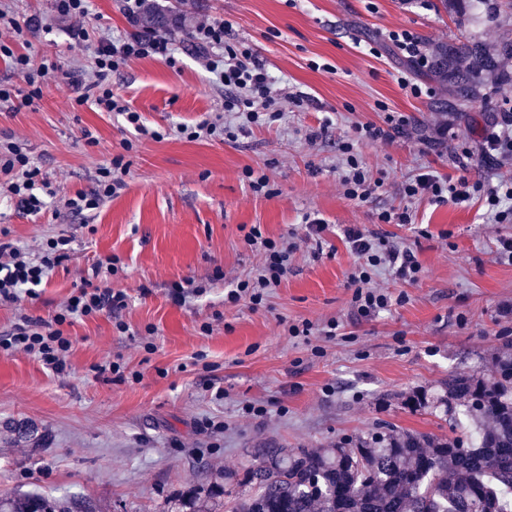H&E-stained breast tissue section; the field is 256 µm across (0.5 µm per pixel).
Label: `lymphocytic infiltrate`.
<instances>
[{
    "mask_svg": "<svg viewBox=\"0 0 512 512\" xmlns=\"http://www.w3.org/2000/svg\"><path fill=\"white\" fill-rule=\"evenodd\" d=\"M0 28L10 31L11 41L0 40V57L10 64L22 81L21 86L0 83V108L16 109L33 105L43 96L45 85L64 77L58 60L50 55L35 56L25 52L28 31L15 17L9 5L0 4ZM193 48L202 50L205 68L224 85L223 112L212 119H203L193 126L180 125L176 136L198 141L222 138L236 141L252 133L253 129L275 124L283 117L281 99L276 95L275 82L268 71L259 65L249 46L229 44L224 39V24L220 21L199 23L188 36ZM180 40L165 36L125 33L114 36L99 35L92 43L91 66L74 78L80 93L76 105L94 106L101 112H116L135 132L146 131L140 112L132 110L110 85L113 72L124 68L131 60L158 59L169 67L179 63ZM384 114L382 123H355L353 134L342 142L340 150L346 157V171L341 178L346 198L367 201L384 185L383 176L373 174L355 152L363 141L389 140L404 134L408 120L401 113L379 104ZM136 149L132 141L121 144L119 153L99 164L95 187L90 192L59 195L56 187L35 165L23 144L15 138L0 139V194L17 199L27 214L42 211L46 199H60L64 209L80 215L98 209L106 200L125 188V177L130 171V155ZM487 160L512 161V113H501L499 119L482 135L478 149L463 148L454 154L452 162L458 177H446L427 170L405 181L400 189L402 207L386 210L378 215L383 224H409L413 221L411 203L428 199L437 205L462 204L473 197L482 198L487 213L496 224H512V179L473 181L467 176L474 153ZM326 226L322 219L307 220L301 227L298 242L266 236L260 225L245 231L243 241L249 248L261 253L262 261L255 271L234 281L224 295L226 306L248 303L252 310L264 308L273 288L287 278L292 257L299 242L321 241ZM343 236L358 264L348 277L352 290L351 308L361 318L379 315L391 307V296L375 285L376 276L391 271L399 280L417 282L421 266L410 251L389 242L386 236L367 232L358 226L344 229ZM71 240L59 235L47 238L38 255H30L23 248L0 242V303L17 302L21 295L35 296L37 287L47 281L55 267L69 255ZM127 305L123 290L85 281L60 306L50 321L23 318L12 331L0 336V354L25 352L33 355L45 368L62 372L66 356L72 347L68 329L77 321L114 313Z\"/></svg>",
    "mask_w": 512,
    "mask_h": 512,
    "instance_id": "1",
    "label": "lymphocytic infiltrate"
}]
</instances>
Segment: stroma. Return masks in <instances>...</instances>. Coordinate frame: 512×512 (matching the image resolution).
I'll return each instance as SVG.
<instances>
[{
  "mask_svg": "<svg viewBox=\"0 0 512 512\" xmlns=\"http://www.w3.org/2000/svg\"><path fill=\"white\" fill-rule=\"evenodd\" d=\"M185 15L166 32L185 38L199 21L228 24L231 40L248 44L256 61L287 91L311 105L288 107L282 121L234 142L156 141L153 129L192 125L220 111L224 88L194 54L178 67L146 58L110 76L114 91L140 112V135L122 116L75 105V85L49 82L31 106L0 110V137L25 140L32 158L60 192L91 191L96 167L135 141L126 188L86 219L38 215L0 200V228L16 246L37 251L48 237H72L71 251L50 275L39 299L0 304V334L21 317L51 320L74 287L91 277L99 257L123 267L110 287L124 290L120 312L129 334L110 314L70 327L73 345L63 372L22 352L0 356V495L36 489L76 494L100 512H159L179 495L207 494L225 469L243 470L268 448H321L388 427L452 436L443 413H412L398 397L439 391L452 373L483 375L500 344L512 338V263L497 239L512 224H491L481 199L435 206L413 203L411 224H382L383 210L402 206L399 188L427 167L455 176L451 152L472 145L497 113L512 110V83L487 82L479 99L439 112L443 90L429 71H411L393 48L378 45L384 29L414 32L426 49L465 35L498 45L512 42V12L497 24L478 23L483 7L465 12L440 0H156ZM17 19L31 29L32 54H51L64 67L89 64L88 51L56 16L52 0H14ZM411 73L430 90L413 97L398 78ZM385 103L407 117L406 134L360 144L366 165L385 183L364 203L344 195L339 150L355 122L381 123ZM98 144L85 145V134ZM265 172L276 189L254 196L242 170ZM324 220L321 242L300 243L291 270L265 308L224 305L229 280L253 272L261 257L243 243L242 225H261L274 238L298 231L305 215ZM355 224L411 250L422 272L410 284L382 272L377 284L396 303L372 318L353 316L347 276L355 257L340 238ZM193 279L204 289L177 305L166 290ZM336 320L335 335L322 334ZM211 323L202 334V323ZM311 335H289L292 324ZM154 327V351L140 337ZM120 363L125 379L97 373ZM223 399H215L216 390ZM247 404L266 405L265 419ZM47 436L46 448L18 441L12 426Z\"/></svg>",
  "mask_w": 512,
  "mask_h": 512,
  "instance_id": "35a3bbf8",
  "label": "stroma"
}]
</instances>
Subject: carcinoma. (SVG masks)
Wrapping results in <instances>:
<instances>
[{"label":"carcinoma","mask_w":512,"mask_h":512,"mask_svg":"<svg viewBox=\"0 0 512 512\" xmlns=\"http://www.w3.org/2000/svg\"><path fill=\"white\" fill-rule=\"evenodd\" d=\"M143 28H164L171 19L154 0H143ZM494 24L512 0H479ZM499 50L476 40L442 44L433 72L457 100L477 99L488 78L512 81ZM402 408L440 410L449 421L467 416L473 435L439 438L399 430L348 437L327 448H275L246 470L248 492L232 496L228 512H512V340L501 342L490 374L448 375L441 392L414 391ZM0 512H97L82 497L39 492L0 496ZM162 512H213L194 492Z\"/></svg>","instance_id":"1"}]
</instances>
